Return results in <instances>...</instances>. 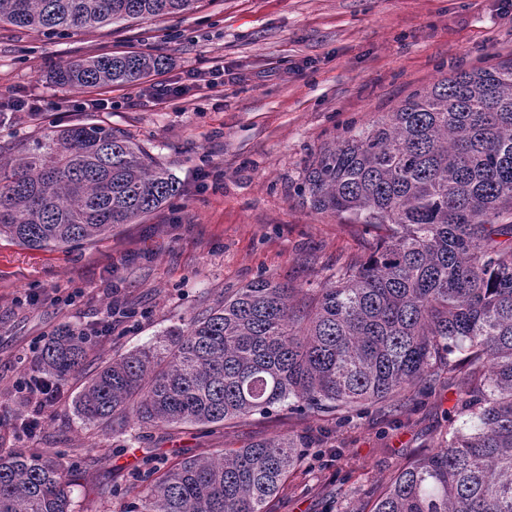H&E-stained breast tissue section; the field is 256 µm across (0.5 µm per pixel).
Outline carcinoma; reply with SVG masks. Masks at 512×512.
<instances>
[{"mask_svg":"<svg viewBox=\"0 0 512 512\" xmlns=\"http://www.w3.org/2000/svg\"><path fill=\"white\" fill-rule=\"evenodd\" d=\"M202 0H0V24L79 35L196 11ZM165 65L127 52L71 61L62 88L128 84ZM125 132L62 126L0 154V236L34 250L93 243L179 194ZM317 211L377 231L368 256L303 293L259 278L167 333L104 362L74 408L89 422L222 426L284 407L387 418L443 376L463 399L439 448L408 460L358 512H512V62L414 93L307 169ZM89 336L64 327L32 371L59 387ZM273 437L165 470L127 512H267L304 455ZM74 470L39 452L0 455V512H74Z\"/></svg>","mask_w":512,"mask_h":512,"instance_id":"obj_1","label":"carcinoma"}]
</instances>
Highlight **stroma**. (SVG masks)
Instances as JSON below:
<instances>
[{
    "label": "stroma",
    "instance_id": "obj_1",
    "mask_svg": "<svg viewBox=\"0 0 512 512\" xmlns=\"http://www.w3.org/2000/svg\"><path fill=\"white\" fill-rule=\"evenodd\" d=\"M124 51L157 53L166 63L153 79L98 90L49 79L71 59ZM510 60L507 0H203L182 17L71 38L1 26L0 96H23L43 111L35 121L0 123V151L60 125L104 123L151 150L182 192L95 243L31 250L0 238V451L68 452L80 464L75 512H125L143 494L149 458L171 465L275 436H310L318 447L307 449L268 512H356L408 458L437 448L459 379L441 380L389 420L284 408L210 431L132 420L115 433L80 417L74 400L102 359L161 341L259 276L317 288L362 260L373 241L364 226L316 212L298 193L315 155L455 71ZM217 63L223 87L195 79ZM155 80L174 84L173 95L145 97ZM97 95L111 109L79 110ZM56 286L74 292V303H18ZM109 305L124 318L95 337L88 369L63 388L36 435L18 437L27 408L14 383L32 364L23 351L62 327H95ZM110 485L114 494L102 497Z\"/></svg>",
    "mask_w": 512,
    "mask_h": 512
}]
</instances>
